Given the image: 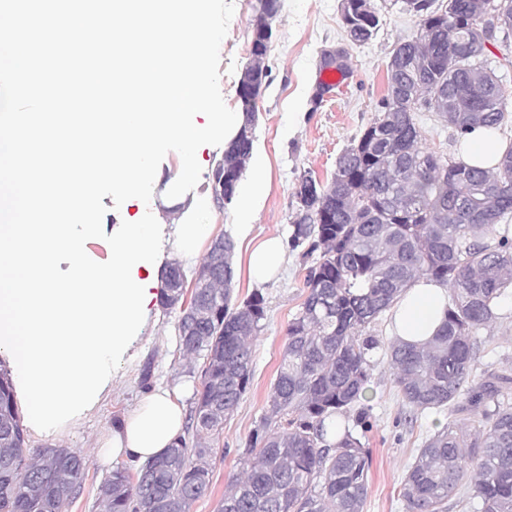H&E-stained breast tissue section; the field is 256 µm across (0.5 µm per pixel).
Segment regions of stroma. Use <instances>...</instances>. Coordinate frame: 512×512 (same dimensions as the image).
<instances>
[{
	"label": "stroma",
	"instance_id": "35a3bbf8",
	"mask_svg": "<svg viewBox=\"0 0 512 512\" xmlns=\"http://www.w3.org/2000/svg\"><path fill=\"white\" fill-rule=\"evenodd\" d=\"M233 4L232 23L237 27L238 41L232 51L221 54L219 71L223 74L240 73L249 54V0H233ZM338 5L339 0H283L269 55L271 82L259 102L254 150L265 157L269 177L254 215L253 240L274 235L288 238L297 177L310 170L319 179H330L339 154L376 115L393 44L418 30L416 17L382 10V28L377 38L351 49L353 74L347 85L314 112L310 109V96L318 75L319 54L344 37ZM180 172L181 158L171 152L157 170L150 203L127 201L118 207L112 197H103L107 208L102 221L104 232H111L115 224L137 221L148 211L177 209L176 200L167 198L166 193ZM235 264V297L241 300L261 291L266 299V320L253 342L251 387L224 424L216 444L211 485L192 502L189 512H218L226 485L241 472L238 443L257 425L264 411L288 323L304 300V272L296 254H289L283 272L258 288L248 281L245 247H238ZM500 314V319L477 332L482 343L479 371L512 370V295L504 299ZM176 322V313L154 309L133 346V360L119 369L111 391L95 409L59 435H30L31 447L78 449L90 457L80 492L64 512H101V489L112 468L94 458L96 442L118 427L138 399L163 385L176 391L184 404H191L198 379L180 353ZM370 332L378 345L368 354L372 379L364 401L370 421L366 446L372 458L365 512H406L400 496L401 483L419 448L450 423L473 422L474 414L465 409L431 410L419 415L416 422L405 423L407 408L393 384L387 360V349L393 340L389 317H382Z\"/></svg>",
	"mask_w": 512,
	"mask_h": 512
}]
</instances>
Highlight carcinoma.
I'll use <instances>...</instances> for the list:
<instances>
[{
	"label": "carcinoma",
	"mask_w": 512,
	"mask_h": 512,
	"mask_svg": "<svg viewBox=\"0 0 512 512\" xmlns=\"http://www.w3.org/2000/svg\"><path fill=\"white\" fill-rule=\"evenodd\" d=\"M418 18L415 36L395 43L378 114L337 157L330 180L310 170L295 184L289 249L304 266L305 299L288 322L287 339L259 423L241 441L243 476L224 491L219 512H364L371 456L370 428L343 427L327 439L326 421L340 419L365 397L371 379L366 330L420 279L448 289V308L425 343L389 346L393 384L410 411L454 408L480 415L478 428L448 424L427 439L402 482L406 512H447L448 499L468 480L480 512H512V405L502 401L512 375L477 372L475 330L499 319L512 290V144L498 164L483 167L443 157L421 145L415 114L431 112L462 135L492 133L506 123L504 86L488 54L465 57L472 38H512V0H389ZM344 41L363 45L381 29L374 0H341ZM251 50L237 86L238 111L249 116L227 144L211 182L233 203L254 149L259 113L252 99L270 84L269 40L282 0H250ZM340 49L334 67L352 68ZM209 247L188 287L178 265L165 272L160 305L180 309L176 331L183 355L201 356L190 411L192 439L179 437L162 454L131 471L117 466L104 486V512H188L209 488L212 440L239 407L252 381L253 339L266 318L255 291L234 299L235 242ZM9 370L0 367V512H62L79 493L87 458L71 448L26 454Z\"/></svg>",
	"instance_id": "1"
}]
</instances>
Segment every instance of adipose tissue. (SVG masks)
<instances>
[{
	"label": "adipose tissue",
	"mask_w": 512,
	"mask_h": 512,
	"mask_svg": "<svg viewBox=\"0 0 512 512\" xmlns=\"http://www.w3.org/2000/svg\"><path fill=\"white\" fill-rule=\"evenodd\" d=\"M252 176L240 184L236 202L242 217L237 229L248 235L266 176V161L255 157L251 162ZM287 262V253L280 237L266 238L251 249L247 256V274L251 283L260 285L276 275ZM448 307L445 288L421 281L410 288L392 310V333L407 342L429 340L441 325ZM185 411L178 397L158 387L128 412L124 422L112 433L100 438L96 454L101 462L124 460L141 465L168 448L184 431Z\"/></svg>",
	"instance_id": "1"
}]
</instances>
